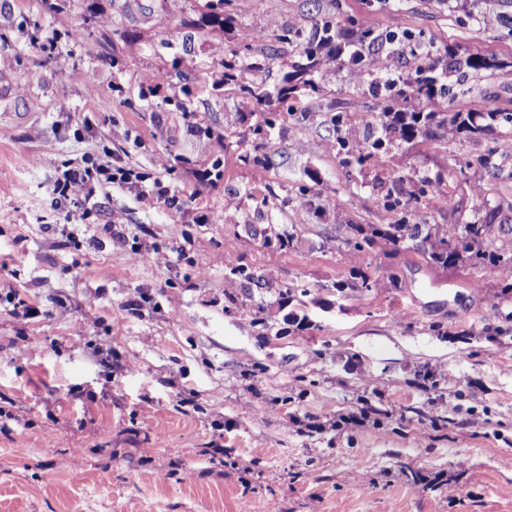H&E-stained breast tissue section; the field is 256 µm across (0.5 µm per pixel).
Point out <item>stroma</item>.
<instances>
[{"label": "stroma", "instance_id": "35a3bbf8", "mask_svg": "<svg viewBox=\"0 0 512 512\" xmlns=\"http://www.w3.org/2000/svg\"><path fill=\"white\" fill-rule=\"evenodd\" d=\"M332 13L421 35L434 59L455 46L502 63L436 107L512 112V37L437 0H228L217 20L206 0H0V294L38 309L0 304V512H239L245 496L254 512H512V337L484 331L503 280L339 248L337 225L396 217L339 164L327 117L361 134L384 98L338 67L347 46L322 51L311 90L291 78L296 47L270 58L242 40ZM179 59L195 78L181 107ZM283 88L276 109L308 118L257 143L258 94ZM492 143L449 132L374 173H441L413 223L498 205L512 237V151L494 176L452 169ZM257 149L260 169L242 161ZM104 154L168 198L107 184L91 208H54L56 178ZM259 222L302 246H263L246 230ZM232 264L260 278L234 304ZM354 268L398 285L340 297ZM285 283L310 293L282 300Z\"/></svg>", "mask_w": 512, "mask_h": 512}]
</instances>
